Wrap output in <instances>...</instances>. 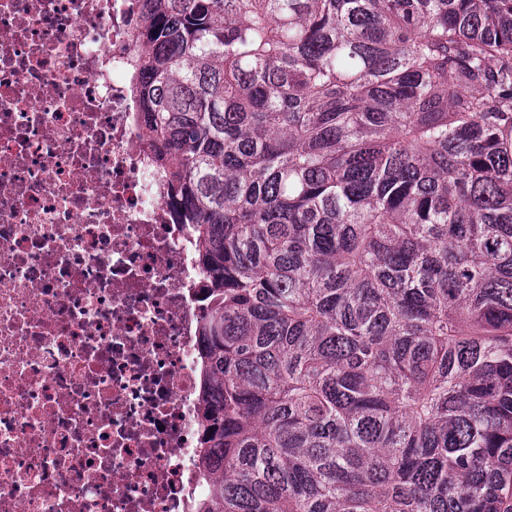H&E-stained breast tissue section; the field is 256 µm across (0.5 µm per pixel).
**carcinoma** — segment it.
Returning <instances> with one entry per match:
<instances>
[{"label": "carcinoma", "instance_id": "carcinoma-1", "mask_svg": "<svg viewBox=\"0 0 512 512\" xmlns=\"http://www.w3.org/2000/svg\"><path fill=\"white\" fill-rule=\"evenodd\" d=\"M211 306L199 512H512V0H141Z\"/></svg>", "mask_w": 512, "mask_h": 512}]
</instances>
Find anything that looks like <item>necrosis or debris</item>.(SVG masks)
Returning a JSON list of instances; mask_svg holds the SVG:
<instances>
[{
	"mask_svg": "<svg viewBox=\"0 0 512 512\" xmlns=\"http://www.w3.org/2000/svg\"><path fill=\"white\" fill-rule=\"evenodd\" d=\"M129 0H0V512H194L207 293Z\"/></svg>",
	"mask_w": 512,
	"mask_h": 512,
	"instance_id": "1",
	"label": "necrosis or debris"
}]
</instances>
